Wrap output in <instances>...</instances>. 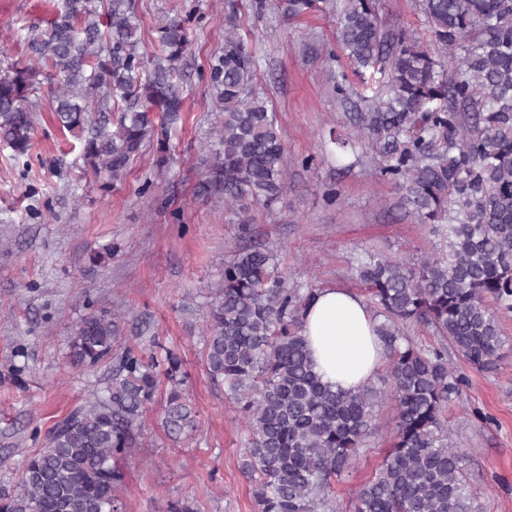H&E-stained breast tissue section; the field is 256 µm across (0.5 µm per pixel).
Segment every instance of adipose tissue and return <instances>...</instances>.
Masks as SVG:
<instances>
[{
  "label": "adipose tissue",
  "mask_w": 512,
  "mask_h": 512,
  "mask_svg": "<svg viewBox=\"0 0 512 512\" xmlns=\"http://www.w3.org/2000/svg\"><path fill=\"white\" fill-rule=\"evenodd\" d=\"M376 323L365 301L344 288L316 292L303 316L302 334L311 364L332 389L355 390L384 362Z\"/></svg>",
  "instance_id": "adipose-tissue-1"
}]
</instances>
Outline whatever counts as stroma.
<instances>
[{"label": "stroma", "mask_w": 512, "mask_h": 512, "mask_svg": "<svg viewBox=\"0 0 512 512\" xmlns=\"http://www.w3.org/2000/svg\"><path fill=\"white\" fill-rule=\"evenodd\" d=\"M239 7V33L258 59L256 90L274 108L291 158L310 154L315 170L290 167L282 199L253 209L241 229L223 202L197 195L207 171L206 146L217 144L211 101L199 66L224 45V12ZM141 37L181 5L201 18L184 75L185 103L170 133L165 164L147 145L107 192L86 175L80 142L52 121L43 91L29 162L0 146V488L15 487L35 430L83 404L112 369L70 364V333L88 309L125 314L122 341L157 336L178 352L190 375L196 411L190 437L174 440L160 426V406L142 422L143 445L123 460L118 491L123 512H165L168 502L194 499L199 512H254L252 484L241 470L244 430L235 405L214 387L202 361L203 315L241 237L282 250L281 269L297 282L364 294L355 259L365 250L415 258L441 244L431 225L397 206L392 184L366 158L344 169L328 142L346 125L350 107L325 82L323 49L333 39L328 17L285 18L277 0L255 10L250 0H137ZM53 0H0V63L25 62L33 24L51 18ZM339 186L337 202L328 187ZM111 248L93 263L92 254ZM24 348L23 384L13 355ZM468 378L447 412L454 442L467 455L469 490L480 512H512V351L489 370L465 367ZM379 430L336 486L337 512H351L360 483L374 473L395 416L391 401L376 408Z\"/></svg>", "instance_id": "35a3bbf8"}]
</instances>
